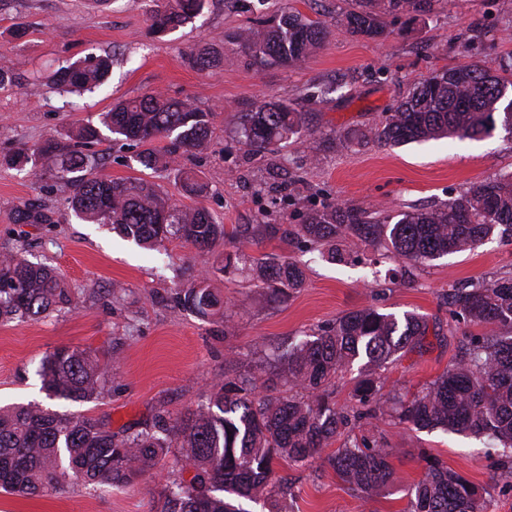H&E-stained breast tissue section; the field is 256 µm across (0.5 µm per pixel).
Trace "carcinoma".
Returning <instances> with one entry per match:
<instances>
[{
	"label": "carcinoma",
	"mask_w": 512,
	"mask_h": 512,
	"mask_svg": "<svg viewBox=\"0 0 512 512\" xmlns=\"http://www.w3.org/2000/svg\"><path fill=\"white\" fill-rule=\"evenodd\" d=\"M151 27L165 32L202 14L210 0H151ZM343 26L355 36L385 34L381 18L400 12L427 13L433 0H354ZM326 21L291 7L272 20L246 30L230 43L242 48L248 64L295 65L320 48ZM189 62L202 70L224 64L208 49ZM107 56H88L57 70L52 85L64 92L99 89L110 72ZM512 92V54L491 65L476 62L437 69L415 85L386 116L371 140L396 146L440 138L480 139L512 128L504 102ZM210 113L190 99L161 93L118 101L102 113L110 133L142 147L136 162L145 170L168 169L181 154L206 147ZM236 133L252 151L313 136L306 113L286 101H259L238 112ZM164 137V152L152 147ZM100 130L90 122L32 151L0 158V166L33 175L49 174L72 188L69 205L92 224H109L122 237L154 249L172 236L205 249L228 237L203 207L180 209L144 178L111 180L84 172L100 156L92 150ZM182 189L207 193L191 168L177 169ZM19 224H43L49 216L33 203L15 207ZM293 235L341 256L339 243L384 246L390 254L424 263L448 254L475 250L493 235L512 239V172L472 184L445 205L401 212L339 203L306 210ZM248 266L266 286V299L281 301L304 286L301 267L289 258L247 255L241 247L217 268L223 274ZM200 276L175 297L177 307L213 316L221 300ZM453 321L471 337L467 355L409 396L384 391L382 371L395 357L426 346L427 316L407 312L398 318L374 306L349 311L336 322L303 336L288 349L274 351L241 380H218L207 401L188 415L125 436L112 432L106 418L56 413L36 404L0 408V491L35 494L68 482L84 486L126 487L154 468L172 450L192 472L166 478L155 512H251L247 502H270L269 512H288L291 479L277 465L304 466L319 457L340 434L348 435L389 414L417 430H441L486 438L504 465L512 466V278L502 277L471 288L448 289ZM63 278L29 260L22 251L0 254V323L50 317L74 306ZM367 374L358 381L351 405L336 409L329 383L355 361ZM113 365L107 358L79 348L61 347L45 356L38 369L51 398L91 402L110 389ZM283 383L276 395L272 381ZM392 449L363 436L349 439L327 456L336 475L364 498L375 496L394 480ZM404 512H490V503L473 482L436 459L426 460L423 477L406 490Z\"/></svg>",
	"instance_id": "obj_1"
}]
</instances>
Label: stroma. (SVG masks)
<instances>
[{"mask_svg":"<svg viewBox=\"0 0 512 512\" xmlns=\"http://www.w3.org/2000/svg\"><path fill=\"white\" fill-rule=\"evenodd\" d=\"M304 0H210L202 15L163 33L150 28L148 0H0V63H14L17 83L0 86V155L33 149L72 125L97 120L120 98L162 92L189 98L210 112L208 144L182 162L209 185L204 198L184 194L173 172L148 177L181 208L206 207L226 229L243 227L247 253L297 261L305 285L284 301L268 303L260 282L218 268L233 245L216 241L197 249L173 238L147 251L108 226L86 224L71 212L63 180L33 178L0 167V252L27 249L54 265L75 294L76 307L59 316L0 325V406L39 403L60 413L108 418L113 432L137 431L156 414L176 419L204 401L216 378L245 376L269 349L287 346L335 322L343 313L374 306L383 313L418 312L437 333L422 352L389 364L387 389L412 394L455 363L466 340L448 331L446 292L455 282L512 276V242L486 240L474 251L423 264H370V250L352 249L345 261L291 240L288 228L306 209L336 201L395 214L440 206L472 183L512 171V140L503 131L479 139L444 138L384 147L363 141L418 82L445 65L494 60L512 53V0H435L429 13L386 18L384 36H353L341 24L351 0H318L327 34L320 49L294 67L261 68L228 57L229 33L268 19ZM224 52L220 69L201 71L185 60L201 47ZM111 55L112 70L94 94L62 96L47 82L59 66L88 55ZM260 100L285 101L310 113L317 139L301 138L278 152L250 151L236 137L235 115ZM344 140L339 149L335 140ZM97 149L101 175L140 174L131 142L104 133ZM282 165L291 198L279 201L267 179ZM36 202L45 224H19L14 209ZM211 273L223 300V318L175 308L174 297L190 275ZM105 352L114 360L104 399L79 403L47 398L36 370L56 349ZM375 436L392 451L395 481L364 500L317 458L291 468V512H403L404 490L433 456L478 485L495 512H512V473L488 441L461 434L408 430L384 417ZM177 455L133 485L86 487L72 482L38 496L0 492V512H154Z\"/></svg>","mask_w":512,"mask_h":512,"instance_id":"obj_1","label":"stroma"}]
</instances>
